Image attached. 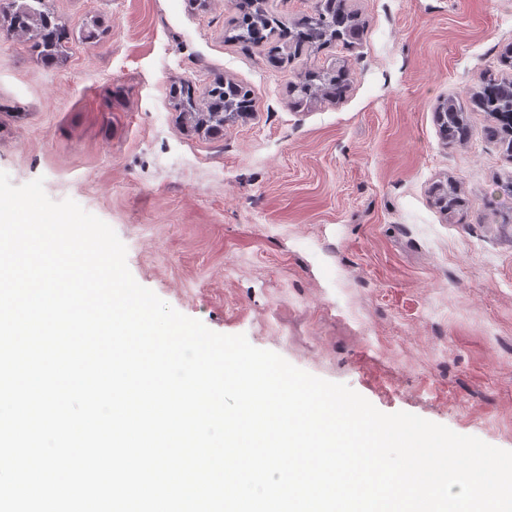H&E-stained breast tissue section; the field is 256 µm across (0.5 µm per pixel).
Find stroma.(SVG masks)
I'll use <instances>...</instances> for the list:
<instances>
[{
	"label": "stroma",
	"mask_w": 512,
	"mask_h": 512,
	"mask_svg": "<svg viewBox=\"0 0 512 512\" xmlns=\"http://www.w3.org/2000/svg\"><path fill=\"white\" fill-rule=\"evenodd\" d=\"M48 7L72 33L60 64L0 35L13 184L108 223L134 279L209 329L512 450V155L469 107L483 72L512 81V0H345L362 38L298 53L237 39L235 0ZM330 66L342 96L296 104L297 76ZM218 76L253 112L208 133L170 89L201 104ZM448 98L464 141L441 136Z\"/></svg>",
	"instance_id": "35a3bbf8"
}]
</instances>
